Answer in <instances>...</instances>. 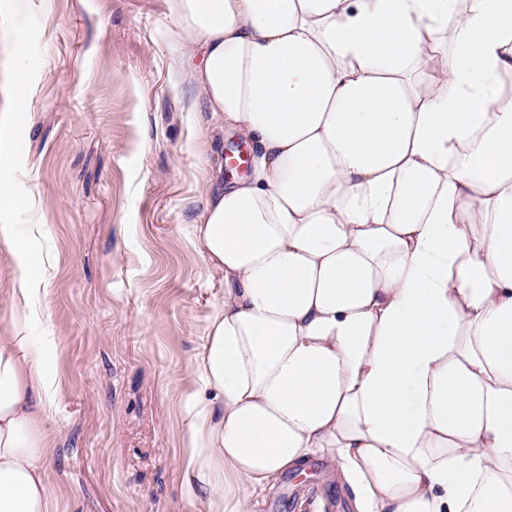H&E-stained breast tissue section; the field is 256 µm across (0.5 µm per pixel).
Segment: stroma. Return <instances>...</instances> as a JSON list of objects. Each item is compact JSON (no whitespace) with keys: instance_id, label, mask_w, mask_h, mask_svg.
<instances>
[{"instance_id":"1","label":"stroma","mask_w":512,"mask_h":512,"mask_svg":"<svg viewBox=\"0 0 512 512\" xmlns=\"http://www.w3.org/2000/svg\"><path fill=\"white\" fill-rule=\"evenodd\" d=\"M20 41L30 87L11 109L0 45V124L14 134L12 205L26 252L44 266L35 329L57 389L44 427L57 512H205L180 489L181 406L223 282L190 243L238 137L213 133L180 54L166 0H16L0 34ZM213 138L199 158L187 148ZM326 460L281 475L257 512H354Z\"/></svg>"}]
</instances>
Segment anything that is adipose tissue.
<instances>
[{
  "mask_svg": "<svg viewBox=\"0 0 512 512\" xmlns=\"http://www.w3.org/2000/svg\"><path fill=\"white\" fill-rule=\"evenodd\" d=\"M177 78L250 150L191 244L224 290L181 411V488L256 512L337 460L356 512H512V0H167ZM16 225L0 512H55V378Z\"/></svg>",
  "mask_w": 512,
  "mask_h": 512,
  "instance_id": "adipose-tissue-1",
  "label": "adipose tissue"
}]
</instances>
